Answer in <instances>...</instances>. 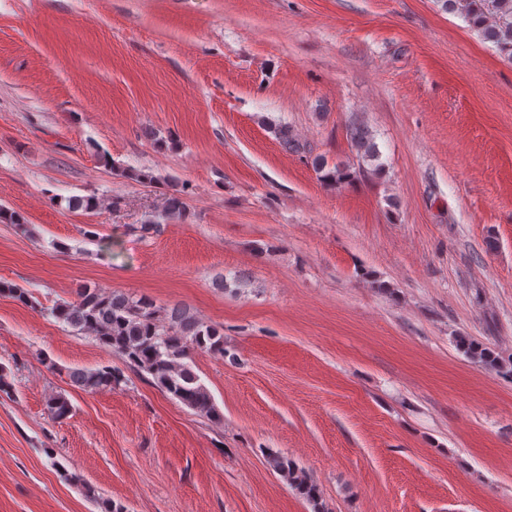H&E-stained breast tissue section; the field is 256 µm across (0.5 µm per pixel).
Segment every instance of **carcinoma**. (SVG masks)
Masks as SVG:
<instances>
[{"label":"carcinoma","instance_id":"cac0c4a2","mask_svg":"<svg viewBox=\"0 0 512 512\" xmlns=\"http://www.w3.org/2000/svg\"><path fill=\"white\" fill-rule=\"evenodd\" d=\"M442 2L445 10L462 16L484 40L512 58V0ZM350 138L361 158H378L373 135L366 127L354 126ZM50 314L74 331L91 335L103 347L126 357L133 367L150 374L158 387L196 413L211 419L221 418L210 394L186 359L194 349L224 356V334L199 322L185 308L175 306L163 318L146 297L135 298L122 292L84 286L77 289L74 300L56 304ZM458 346L471 358L512 376V363L503 362L491 351L465 337L458 339ZM70 377L75 385L90 391L110 389L123 381L120 372L107 366L76 370ZM47 408L56 418L70 413V403L61 395L51 397ZM270 464L300 494L317 502L316 486L304 471L278 455L271 456Z\"/></svg>","mask_w":512,"mask_h":512}]
</instances>
